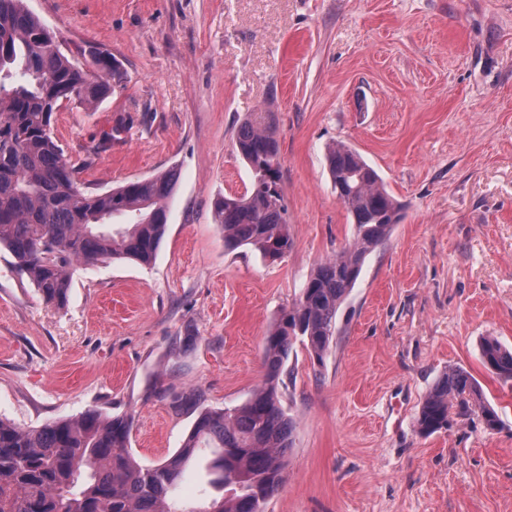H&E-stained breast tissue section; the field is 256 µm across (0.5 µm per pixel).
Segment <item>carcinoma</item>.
Here are the masks:
<instances>
[{
	"instance_id": "1",
	"label": "carcinoma",
	"mask_w": 512,
	"mask_h": 512,
	"mask_svg": "<svg viewBox=\"0 0 512 512\" xmlns=\"http://www.w3.org/2000/svg\"><path fill=\"white\" fill-rule=\"evenodd\" d=\"M122 83L110 53H98L92 68L84 67L67 57L25 0H0V250L57 309L68 303L76 266L115 259L149 264L166 231L175 171L88 193L50 131L63 102L77 99L94 108ZM234 148L252 183L244 194L215 202L224 244L251 246L276 261L292 245L276 113L269 107L250 113ZM327 163L354 224L353 239L310 274L297 300L270 326L264 379L250 398L230 411L200 410L181 447L151 467L128 449L129 416L87 410L38 429L0 419V512H261L283 484L294 443L296 423L279 392L288 357L299 342L311 359L323 360L337 312L366 258L400 221L401 204L354 148L333 143ZM480 351L489 370L512 382V350L486 337ZM476 407L486 428L497 429V412L470 376L450 367L424 397L420 433L449 428L454 408L463 416ZM203 448L211 450L212 484L223 494L197 509L174 500L173 492Z\"/></svg>"
}]
</instances>
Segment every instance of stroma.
<instances>
[{"instance_id": "obj_1", "label": "stroma", "mask_w": 512, "mask_h": 512, "mask_svg": "<svg viewBox=\"0 0 512 512\" xmlns=\"http://www.w3.org/2000/svg\"><path fill=\"white\" fill-rule=\"evenodd\" d=\"M67 56L112 54L126 79L53 136L102 193L177 168L151 264L77 268L47 305L0 251V418L36 429L88 409L132 417L144 466L180 448L196 414L263 380L265 333L311 271L352 240L328 144L355 147L402 204L336 316L322 363L295 345L281 375L297 423L262 512H512V386L480 342L512 348V0H26ZM274 101L292 246L228 250L215 201L251 174L234 149ZM480 412L421 435L449 366Z\"/></svg>"}]
</instances>
